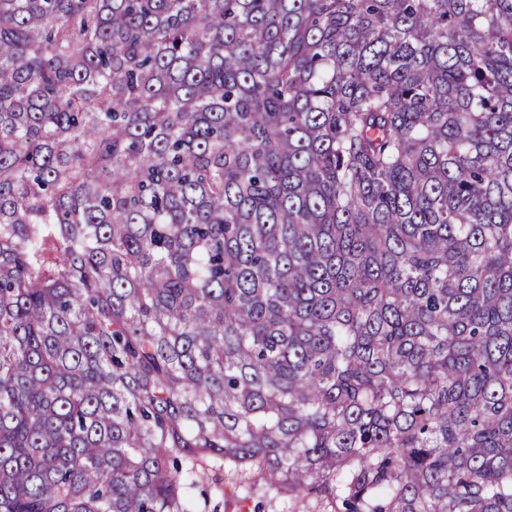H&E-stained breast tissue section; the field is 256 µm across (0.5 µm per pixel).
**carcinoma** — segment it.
<instances>
[{
  "label": "carcinoma",
  "mask_w": 512,
  "mask_h": 512,
  "mask_svg": "<svg viewBox=\"0 0 512 512\" xmlns=\"http://www.w3.org/2000/svg\"><path fill=\"white\" fill-rule=\"evenodd\" d=\"M512 512V0H0V512ZM209 484L207 494L202 496L199 490L194 491V507L198 512H253L254 504L262 500L257 494L244 498L241 493H233V487L249 481L248 475L237 474L220 463H212L207 471ZM224 487V493H221ZM204 498L207 500L204 506Z\"/></svg>",
  "instance_id": "obj_1"
}]
</instances>
